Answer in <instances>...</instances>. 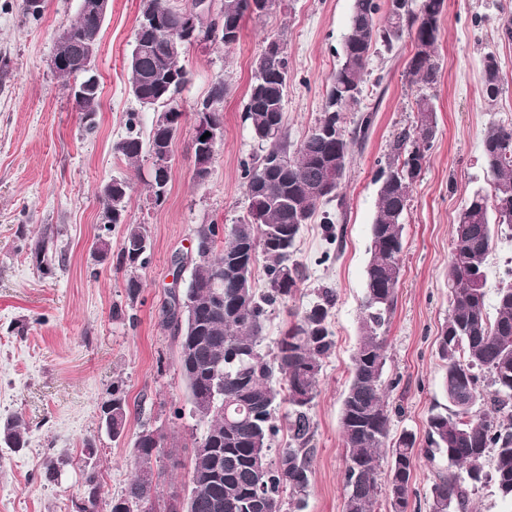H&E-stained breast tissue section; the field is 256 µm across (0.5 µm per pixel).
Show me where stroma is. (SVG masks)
<instances>
[{
	"label": "stroma",
	"mask_w": 512,
	"mask_h": 512,
	"mask_svg": "<svg viewBox=\"0 0 512 512\" xmlns=\"http://www.w3.org/2000/svg\"><path fill=\"white\" fill-rule=\"evenodd\" d=\"M139 0H112L96 61L101 98L94 122H86L51 67L55 36L77 17L78 0H45L39 20L28 19L22 0H0V421L22 416L27 444L14 452L0 443V512H75L87 470H97L103 494L97 512H110L133 473L131 440L145 428L159 430L173 456L164 471L155 512L183 499L190 485L192 448L205 425L191 413L177 343L163 323L172 291L183 289L200 224L231 227L248 208L240 163L258 144L244 121L253 63L267 38L280 37L288 56L284 123L291 143L315 126L330 77L348 32L352 0H282L262 18L247 17L232 47L203 41L184 63L191 81L179 105L182 126L172 142L165 200L154 204L146 188L149 158L128 167L114 146L127 134L128 113L139 112L141 134L155 113L140 112L128 89ZM409 38L374 51L363 93L344 112L346 131L362 113L374 114L366 137L354 141L344 186L321 202L318 219L305 225L294 258L307 275L291 308L304 309L321 288L336 301L330 328L336 347L324 360L319 393L310 410L314 457L305 512H343L345 451L340 408L358 344L370 228L376 212L374 176L402 129L414 127L415 100L432 99L436 134L404 215L397 305L387 332L383 380L390 403V436L418 438L410 504L429 512L437 466L426 455V421L432 407L447 406L444 366L436 339L450 313L448 263L453 222L468 198L490 192L482 141L494 124L512 125V0H447L440 20L439 72L434 84L404 76ZM495 56L502 92L482 95L486 56ZM223 77L224 134L206 181L194 177L195 112L211 83ZM129 181L127 222L145 225L152 243L143 288L126 308L127 271L119 265L123 225L99 229L98 187L112 176ZM339 229L323 230L321 215ZM53 240L49 268L37 266L31 245L41 234ZM486 266V307L512 282V229H495ZM124 315H115L117 306ZM129 404L126 440L116 442L100 423V406L114 380ZM96 451L87 455L85 440ZM55 466L56 480L44 477Z\"/></svg>",
	"instance_id": "1"
}]
</instances>
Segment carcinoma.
Returning <instances> with one entry per match:
<instances>
[{
	"label": "carcinoma",
	"mask_w": 512,
	"mask_h": 512,
	"mask_svg": "<svg viewBox=\"0 0 512 512\" xmlns=\"http://www.w3.org/2000/svg\"><path fill=\"white\" fill-rule=\"evenodd\" d=\"M177 0H140L137 20L152 12L159 15L145 41L134 38L127 57L129 91L137 102L154 100L153 123L148 139L137 129V113L127 119V135L114 151L130 166L137 165L160 135L175 136L179 126L164 128L169 116L183 118L179 95L190 81L182 64L188 45L175 54L150 58L139 54L145 43L163 44L172 30L171 13L182 11ZM387 0L385 24L377 22L380 0H352L348 34L342 59L330 78L317 124L288 151V131L283 121V103L288 82V58L261 53L254 62L252 82L244 104V119L262 154L241 164V179L249 201L246 215L234 231L219 237V226L200 224L194 235L209 238V248L191 258V276L185 298L201 319V333L176 313V296H171L163 323L173 327L179 366L185 381L192 413L205 423L201 439L205 453L193 451L190 483L207 482L200 492L190 490L184 510L170 506L169 512H214L213 499H224V512H303L312 474L314 449L309 410L318 393L323 362L335 347L329 311L333 292L323 288L317 300L295 314L272 355L262 349L268 309L294 299L304 279L293 259L296 242L305 224L311 223L324 196L322 183L332 178L337 191L345 178L353 138L343 128V112L357 101L369 60L378 44L390 49L403 36L417 44L407 62L406 75L413 84L430 85L437 79L436 47L439 21L446 0H420L418 8H394ZM262 16L248 10V0H222L207 16H199L196 28L200 40H213L220 26L231 24L235 40L240 38L245 18ZM55 54L68 61L56 71L78 85L91 82L79 98H73L83 114L98 112L100 81L95 68L79 66L68 43L56 45ZM483 93L494 102L500 93L498 62L489 55L484 63ZM417 121L413 131L401 132L391 153L375 176L379 183L376 213L371 224L370 259L365 270L360 339L354 351L350 381L341 406V429L345 448L343 482L344 512H377L379 476L383 449L390 435V413L383 373L386 365V332L397 302L401 270L403 216L409 206L410 187L419 176L433 145L436 119L430 98L415 101ZM336 129L339 139L327 140L321 131ZM487 177L493 183L489 197L475 192L456 217L448 263L451 290L448 322L437 337V353L445 366L443 388L451 409L436 411L427 420V455L446 459L458 467L455 473L436 471L430 488L431 512H468L470 495L491 479L499 492L512 498V283L497 289L496 312L486 311V264L494 247L495 225L512 226V210L501 211L497 203L512 197V127L490 126L483 139ZM103 230L125 225L120 264L132 272L127 279L126 297L135 303L142 284L133 275L148 263L142 250L149 241L143 224H127L125 216L131 198L130 183L114 178L100 186ZM264 261L267 288L257 292L254 271ZM199 347L192 360L183 357L190 345ZM112 440L124 436L128 402L118 381L112 382ZM288 407V447L272 453L278 436L276 411ZM27 426L17 416L3 421L0 442L20 450L26 445ZM417 438L405 432L389 449L385 498L391 512H408L409 490L415 466ZM144 435L133 448L134 475L124 491L112 498L110 512H154L162 477L158 468L161 453ZM492 457V471L486 458ZM102 483L94 472L83 483L84 512H96Z\"/></svg>",
	"instance_id": "cac0c4a2"
}]
</instances>
